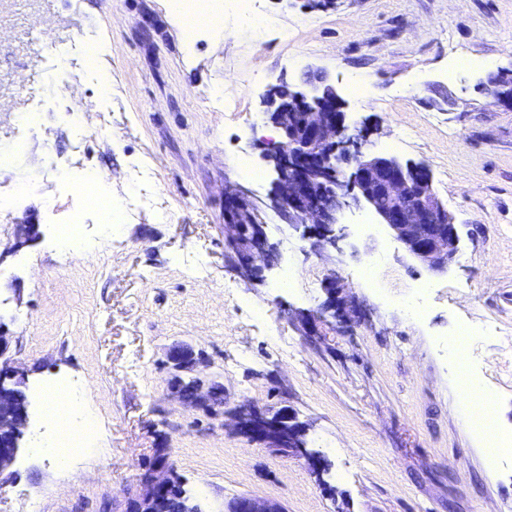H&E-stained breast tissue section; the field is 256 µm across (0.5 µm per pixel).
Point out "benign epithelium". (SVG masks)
Here are the masks:
<instances>
[{
	"mask_svg": "<svg viewBox=\"0 0 512 512\" xmlns=\"http://www.w3.org/2000/svg\"><path fill=\"white\" fill-rule=\"evenodd\" d=\"M271 87L264 98L263 121L282 133V140L266 150L265 158L277 174L275 192L269 201L254 198L239 184L224 186L225 242L236 257L241 277L263 279L265 269L279 263L280 254L270 243L267 209H272L286 227L313 240L312 247L339 249L344 237L338 214L345 208L368 205L380 223L417 263L435 272L448 269L459 251L460 235L452 216L433 187L428 165L375 153L366 147L363 130L346 123L343 103L336 90L321 79L304 80L294 86L291 102L276 96ZM38 224L27 218L16 225L13 248L27 246ZM331 280L327 299L313 313L300 318L302 335L313 336L318 325L336 328L344 317L338 293ZM204 359L188 346L172 347L167 367L172 386L185 407L209 415L224 413V384L215 377L200 376ZM22 375L11 355V337L0 330V377ZM297 417L288 408L275 412L253 407L239 412L236 430L248 439L265 444L276 453L296 456L319 478L326 471L321 456L297 441L292 430ZM26 416L15 412L12 394L0 387V482L14 477L12 468L19 452L20 430ZM201 512L184 490L172 465L159 461L147 469L142 493L127 512ZM226 512H284L272 500L253 495L239 496Z\"/></svg>",
	"mask_w": 512,
	"mask_h": 512,
	"instance_id": "7a95c632",
	"label": "benign epithelium"
}]
</instances>
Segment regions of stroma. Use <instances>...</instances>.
Returning <instances> with one entry per match:
<instances>
[{
    "label": "stroma",
    "mask_w": 512,
    "mask_h": 512,
    "mask_svg": "<svg viewBox=\"0 0 512 512\" xmlns=\"http://www.w3.org/2000/svg\"><path fill=\"white\" fill-rule=\"evenodd\" d=\"M262 33L225 23L187 42L168 0H0V322L13 338L25 393L75 379L98 425L83 453L36 454L26 432L0 512H125L159 449L202 512L254 495L285 512H512V453L488 456L461 420L462 385L449 343L469 329L465 362L512 436V101L491 80L512 70V0H257ZM82 32L111 40L99 66L111 97L95 131L76 141L47 62L48 44ZM471 59L455 68L456 57ZM324 78L368 146L426 163L460 230L447 272L427 270L366 207L344 209L340 253L329 259L296 232L271 230L281 264L250 282L224 245V185L267 198L276 173L265 92ZM21 84H13L12 76ZM239 111H213L215 84ZM45 106L34 131L16 115ZM243 157L262 176L244 177ZM108 179L114 202L138 191L157 204L123 217L111 239L86 230L89 257L64 258L54 236L75 205L65 175ZM46 180L18 207L17 186ZM39 237L12 251L25 216ZM350 312L320 336L300 313L326 300L328 277ZM191 345L224 382V408L289 407L308 446L330 464L317 481L302 459L273 453L232 426L184 408L168 385L167 354Z\"/></svg>",
    "instance_id": "35a3bbf8"
}]
</instances>
